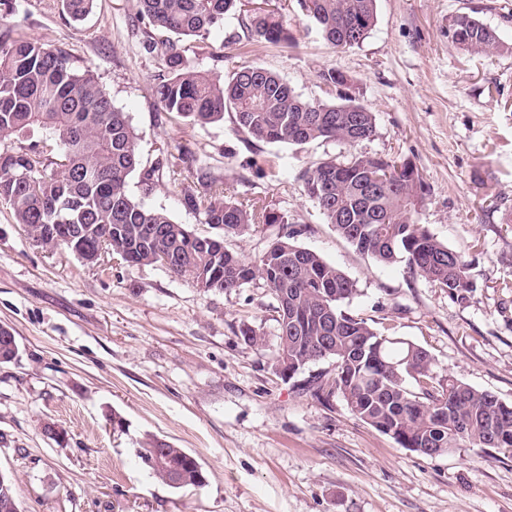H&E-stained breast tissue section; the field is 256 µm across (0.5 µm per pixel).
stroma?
Here are the masks:
<instances>
[{
	"mask_svg": "<svg viewBox=\"0 0 512 512\" xmlns=\"http://www.w3.org/2000/svg\"><path fill=\"white\" fill-rule=\"evenodd\" d=\"M268 7L291 42L258 40L229 19L180 47L201 70L225 76L255 64L314 102L329 98L320 71L336 69L374 113L372 140L265 144L247 140L229 114L204 129L171 121L152 94L165 48L134 0H96L78 23L61 0H20L0 35L45 39L91 66L129 113L143 164L159 144L180 145L227 187L265 198L301 229L299 245L356 281L350 312L511 404L512 224L503 216L512 212V0H376L373 30L345 49L324 40L297 0ZM463 13L497 32L498 53L451 42L448 24ZM355 151L398 153L417 167L426 199L413 219L469 262L478 288L468 304L405 263L372 261L325 223L302 174ZM193 182L187 169L148 192L134 174L127 190L209 235L203 215L182 203ZM274 306L258 283L206 293L159 266L104 268L36 246L0 204V325L20 348L0 365V474L12 479L20 512H512V451L428 457L353 417L342 399L327 407L304 393L327 362L279 376ZM244 323L262 346L239 337ZM45 420L66 431L64 443L42 433ZM152 437L197 457L205 486L177 492L153 477L136 456Z\"/></svg>",
	"mask_w": 512,
	"mask_h": 512,
	"instance_id": "35a3bbf8",
	"label": "stroma"
}]
</instances>
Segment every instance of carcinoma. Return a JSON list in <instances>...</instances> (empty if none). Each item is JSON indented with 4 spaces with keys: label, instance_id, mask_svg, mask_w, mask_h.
Wrapping results in <instances>:
<instances>
[{
    "label": "carcinoma",
    "instance_id": "obj_1",
    "mask_svg": "<svg viewBox=\"0 0 512 512\" xmlns=\"http://www.w3.org/2000/svg\"><path fill=\"white\" fill-rule=\"evenodd\" d=\"M94 0H62L74 22ZM334 48L363 42L375 25L376 0H298ZM139 15L168 35L165 75L152 88L159 106L177 121L207 127L230 112L249 139L269 144L312 141L351 146L376 134L373 112L337 90L344 75L334 68L319 77L337 91L339 102L302 98L280 76L244 64L230 76L197 69L178 49L188 38H208L231 15L249 19L251 35L268 43L288 42L284 20L250 0H136ZM461 49L492 56L501 47L495 30L461 14L448 26ZM401 158L354 154L345 161L325 158L303 173L305 191L326 223L360 253L378 263L404 262L412 272L459 304L477 289L470 264L414 223L415 200L423 199L421 176L403 172L376 186L372 176L395 169ZM189 152L158 148L154 164L142 165L138 134L127 113L112 104L93 71L75 65L67 51L24 36L0 40V203L15 223L41 246L69 251L92 264L127 256L128 264H161L204 292L231 294L256 281L275 302L278 346L275 363L288 361V378L306 366L330 361L304 385L328 404L339 396L355 418L421 454L429 448L453 451L467 445L512 450V405L438 370L421 346L376 332L344 308L356 282L317 253L300 246L301 231L278 236L256 261L224 247V237L199 236L162 209L146 207L127 190L139 173L152 189L159 179L180 180ZM200 189L184 192V206L226 234H243L259 224H286L260 197L239 199L196 168ZM19 356L11 329L0 326V363ZM137 457L171 488H200L205 472L183 448L150 438ZM0 512H19L14 485L0 475Z\"/></svg>",
    "mask_w": 512,
    "mask_h": 512
}]
</instances>
